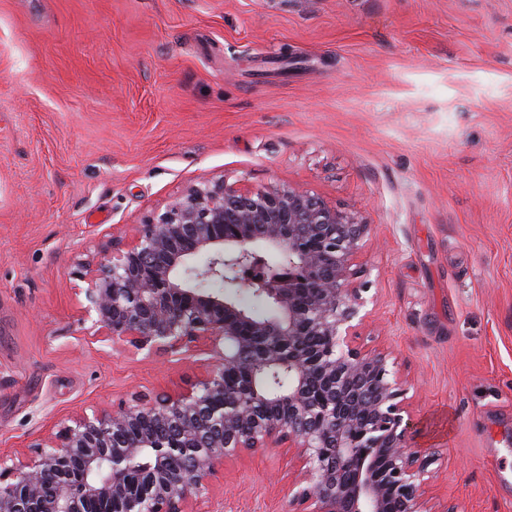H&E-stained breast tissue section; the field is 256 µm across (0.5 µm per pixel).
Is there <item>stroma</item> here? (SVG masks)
I'll list each match as a JSON object with an SVG mask.
<instances>
[{
	"label": "stroma",
	"instance_id": "obj_1",
	"mask_svg": "<svg viewBox=\"0 0 512 512\" xmlns=\"http://www.w3.org/2000/svg\"><path fill=\"white\" fill-rule=\"evenodd\" d=\"M212 177L363 215L430 512H512V0H0V455L200 375L86 336L76 262ZM297 474L245 455L188 508L288 512Z\"/></svg>",
	"mask_w": 512,
	"mask_h": 512
}]
</instances>
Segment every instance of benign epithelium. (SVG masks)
Masks as SVG:
<instances>
[{"label": "benign epithelium", "instance_id": "7a95c632", "mask_svg": "<svg viewBox=\"0 0 512 512\" xmlns=\"http://www.w3.org/2000/svg\"><path fill=\"white\" fill-rule=\"evenodd\" d=\"M368 231L358 212L299 186L218 178L78 263L87 335L147 357L204 354L208 370L85 412L25 457L1 456L0 512H187L224 462L273 448L302 462L289 512H428L421 489L437 456L407 445L406 388L389 355L356 343L367 300L354 262ZM268 251L283 256L269 276ZM227 288L255 289L274 315L255 316ZM249 352L246 388L225 394L224 372ZM281 368L292 383L270 395L263 377Z\"/></svg>", "mask_w": 512, "mask_h": 512}]
</instances>
